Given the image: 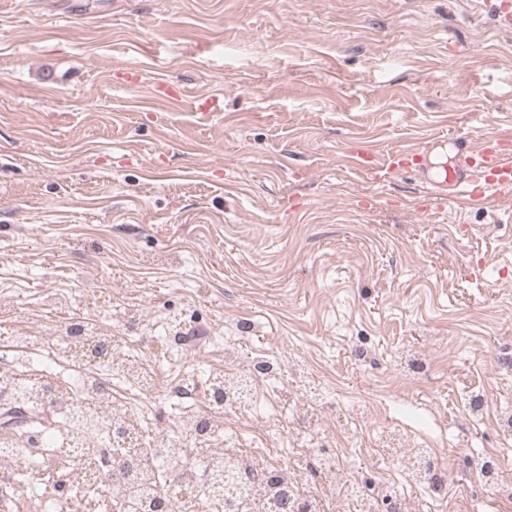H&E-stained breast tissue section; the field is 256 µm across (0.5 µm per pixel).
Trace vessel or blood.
<instances>
[{
    "instance_id": "b4317fda",
    "label": "vessel or blood",
    "mask_w": 512,
    "mask_h": 512,
    "mask_svg": "<svg viewBox=\"0 0 512 512\" xmlns=\"http://www.w3.org/2000/svg\"><path fill=\"white\" fill-rule=\"evenodd\" d=\"M353 165L368 180H385L391 174L425 176L430 160L427 149L395 151L378 158L361 151L352 158ZM449 192H437V199L447 194L463 199L478 200L491 190L512 187V138L493 136L483 139L480 145L460 140L455 144V161L448 178Z\"/></svg>"
}]
</instances>
